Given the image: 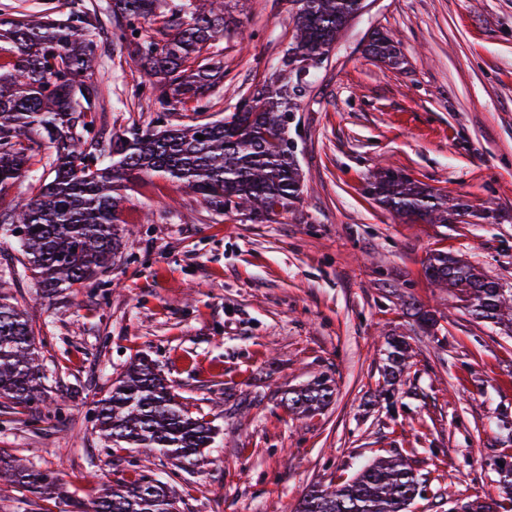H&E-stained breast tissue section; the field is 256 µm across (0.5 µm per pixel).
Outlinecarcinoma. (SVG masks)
Listing matches in <instances>:
<instances>
[{
    "instance_id": "obj_1",
    "label": "carcinoma",
    "mask_w": 512,
    "mask_h": 512,
    "mask_svg": "<svg viewBox=\"0 0 512 512\" xmlns=\"http://www.w3.org/2000/svg\"><path fill=\"white\" fill-rule=\"evenodd\" d=\"M294 45L281 71L298 67L334 47L359 10L358 0H289ZM160 0H112V17L131 32L141 18H163L157 33L141 35L130 59L149 79V92L168 111L200 102L224 79L221 61L206 55L229 32L224 0H198L185 20L159 12ZM0 51L11 61L0 67V196L29 171L36 152L49 150L44 167L53 177L13 206L0 207V230L23 233L19 276L31 271L44 295L95 282L112 266L121 246L118 213L122 191L143 176L186 185L213 210L270 222L303 193L301 169L288 144V113L303 90L300 80L264 83L240 99L222 120L162 125L128 138L112 136V163L101 166L84 134L96 123L99 85L93 80V40L64 22L30 17L0 28ZM367 52L391 65L400 56L388 33L372 31ZM204 135V139L196 135ZM375 200L404 221L461 222L468 207L408 175L379 168L371 182ZM427 279L467 303L475 318L512 331V290L461 256L433 253ZM34 329L25 311L0 295V398L30 405L42 397ZM390 379L407 366L409 344L387 341ZM333 396L324 380L283 394L288 409L302 415L321 410ZM100 435L115 447L156 448L178 469L196 466L214 438V428L177 400L160 373L144 359L113 383L96 409ZM0 480L28 487L51 500L66 490L50 474L24 464L0 465ZM419 481L402 457L379 458L350 481L310 490L295 512H408ZM176 490L140 474L106 484L93 512H173Z\"/></svg>"
}]
</instances>
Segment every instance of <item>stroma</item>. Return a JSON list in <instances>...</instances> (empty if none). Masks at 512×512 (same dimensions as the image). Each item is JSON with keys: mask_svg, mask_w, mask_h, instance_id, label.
Instances as JSON below:
<instances>
[{"mask_svg": "<svg viewBox=\"0 0 512 512\" xmlns=\"http://www.w3.org/2000/svg\"><path fill=\"white\" fill-rule=\"evenodd\" d=\"M68 2L0 0V21H63ZM85 2L104 153L113 135L160 121L221 119L278 74L292 35L288 0H229L236 25L209 50L223 86L206 108L168 112L130 66L111 0ZM365 5L297 101L288 134L304 193L276 221L220 214L180 183L144 178L120 213L133 234L114 265L50 299L33 276L14 275L17 243L0 237V288L26 310L45 374L40 404L0 399V459L55 473L87 505L106 483L150 474L176 489L178 512H293L313 486L389 456L407 458L426 488L411 512L512 502L495 466L512 455V335L424 274L440 251L512 288V0ZM376 28L400 65L367 55ZM381 164L468 203L469 216L403 223L369 192ZM416 304L438 318L436 335L419 329ZM394 335L411 358L387 399L378 391ZM142 358L216 429L193 469L155 448L108 447L97 433L96 401ZM319 377L334 389L330 405L309 417L288 410L283 392ZM69 509L0 482V512Z\"/></svg>", "mask_w": 512, "mask_h": 512, "instance_id": "stroma-1", "label": "stroma"}]
</instances>
